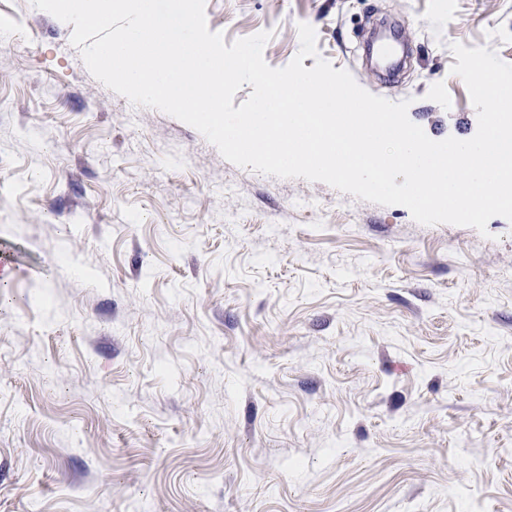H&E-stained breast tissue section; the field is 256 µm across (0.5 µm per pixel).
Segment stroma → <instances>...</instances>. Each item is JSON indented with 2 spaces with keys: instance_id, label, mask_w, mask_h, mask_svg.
I'll list each match as a JSON object with an SVG mask.
<instances>
[{
  "instance_id": "stroma-1",
  "label": "stroma",
  "mask_w": 512,
  "mask_h": 512,
  "mask_svg": "<svg viewBox=\"0 0 512 512\" xmlns=\"http://www.w3.org/2000/svg\"><path fill=\"white\" fill-rule=\"evenodd\" d=\"M433 140L476 110L450 46L512 64V0H206ZM385 23L394 83L363 60ZM0 512H512V222L416 223L239 167L116 94L73 25L0 0Z\"/></svg>"
}]
</instances>
